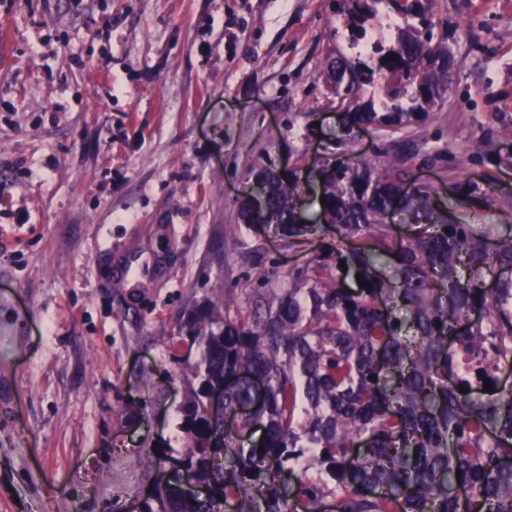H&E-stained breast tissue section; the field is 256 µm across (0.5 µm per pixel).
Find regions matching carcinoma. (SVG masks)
I'll return each instance as SVG.
<instances>
[{"label":"carcinoma","instance_id":"cac0c4a2","mask_svg":"<svg viewBox=\"0 0 512 512\" xmlns=\"http://www.w3.org/2000/svg\"><path fill=\"white\" fill-rule=\"evenodd\" d=\"M351 46L379 16L403 22L397 43L327 60L332 102L381 143L376 157L326 164L320 220L297 215L299 170H263L265 223L301 245L336 228L338 247L246 297L196 303L170 338L190 377L180 407L186 448L166 454L143 512H512V239L451 212L408 184L407 148L448 89L455 58L434 34L433 0H334ZM406 212L409 244L395 248L389 213ZM397 261L395 280L383 268ZM347 269H342L341 264ZM365 283L348 288V275ZM267 382L261 406L240 421L259 441L238 447L207 405L237 374ZM493 391H485L483 380ZM252 398L248 381L224 391V413ZM184 481L213 497L185 496Z\"/></svg>","mask_w":512,"mask_h":512}]
</instances>
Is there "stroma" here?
I'll return each mask as SVG.
<instances>
[{
  "instance_id": "stroma-1",
  "label": "stroma",
  "mask_w": 512,
  "mask_h": 512,
  "mask_svg": "<svg viewBox=\"0 0 512 512\" xmlns=\"http://www.w3.org/2000/svg\"><path fill=\"white\" fill-rule=\"evenodd\" d=\"M433 13L456 64L409 165L421 190L493 194L478 219L503 239L512 0ZM341 25L332 0H0V512H136L160 451L185 448L168 350L185 309L335 243L290 246L240 205L259 170L375 157L369 130L337 144L318 78Z\"/></svg>"
}]
</instances>
